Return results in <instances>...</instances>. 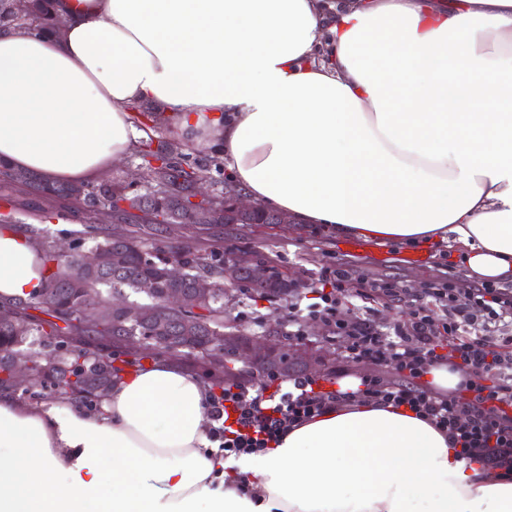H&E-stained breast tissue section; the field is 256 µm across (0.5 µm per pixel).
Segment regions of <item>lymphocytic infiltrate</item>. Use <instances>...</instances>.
Masks as SVG:
<instances>
[{
    "mask_svg": "<svg viewBox=\"0 0 512 512\" xmlns=\"http://www.w3.org/2000/svg\"><path fill=\"white\" fill-rule=\"evenodd\" d=\"M354 274L340 265L323 267L288 305V334L302 338V326L320 321L343 338L342 366L335 377L367 366L356 391L325 390L316 376L292 377L291 387L270 375L256 384L237 383L210 397L212 437L225 453L251 454L279 442L290 428L354 402L408 407L448 436L461 456L512 479V289L484 283L456 285L455 264L421 293L395 281H376L360 299L380 295L411 309L404 324L364 317L346 320L344 305ZM444 321H436L432 307ZM443 364L464 381L451 393L435 391L425 376Z\"/></svg>",
    "mask_w": 512,
    "mask_h": 512,
    "instance_id": "obj_1",
    "label": "lymphocytic infiltrate"
}]
</instances>
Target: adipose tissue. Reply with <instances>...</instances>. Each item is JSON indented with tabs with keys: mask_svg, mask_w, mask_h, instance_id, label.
I'll use <instances>...</instances> for the list:
<instances>
[{
	"mask_svg": "<svg viewBox=\"0 0 512 512\" xmlns=\"http://www.w3.org/2000/svg\"><path fill=\"white\" fill-rule=\"evenodd\" d=\"M0 30V163L85 184L148 136L146 104L303 226L445 244L512 282V0H54ZM0 227V304L45 285ZM205 384L159 359L79 402L0 389V512H512V481L403 408L349 403L223 455ZM12 2L17 13L12 8ZM53 3L54 0H30L27 11V0H0V28L27 24L42 33L58 35L62 28L54 13Z\"/></svg>",
	"mask_w": 512,
	"mask_h": 512,
	"instance_id": "adipose-tissue-1",
	"label": "adipose tissue"
}]
</instances>
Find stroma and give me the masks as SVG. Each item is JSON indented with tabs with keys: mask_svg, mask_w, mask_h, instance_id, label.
<instances>
[{
	"mask_svg": "<svg viewBox=\"0 0 512 512\" xmlns=\"http://www.w3.org/2000/svg\"><path fill=\"white\" fill-rule=\"evenodd\" d=\"M153 133L145 141H138L135 149L111 169L100 175V182L123 181L129 186L130 195H140L146 186L138 175L144 149H158L165 142L177 139V132L170 126L157 122ZM48 201L36 195L12 193L9 203L0 202V214L11 215L13 224L25 233L35 234L44 245H65L72 242L77 230L87 221L83 212H76L65 219L45 220L43 212ZM145 243H157L168 247L193 246L210 250L249 249L272 258L278 269L293 277L310 282L322 267L338 264L351 269L355 275L366 279H385L401 282L413 292H422L436 280L443 265L449 260L450 251L440 247L438 256L426 257L418 263L406 262L409 250L395 244L370 243L362 251H348L344 238L336 236L326 225L302 228L294 224H219L202 227L197 224H167L162 231L153 225H142L139 231ZM224 306L248 334H259L270 324H277L279 337L288 332V306L283 302H271L250 297L228 288Z\"/></svg>",
	"mask_w": 512,
	"mask_h": 512,
	"instance_id": "stroma-1",
	"label": "stroma"
}]
</instances>
